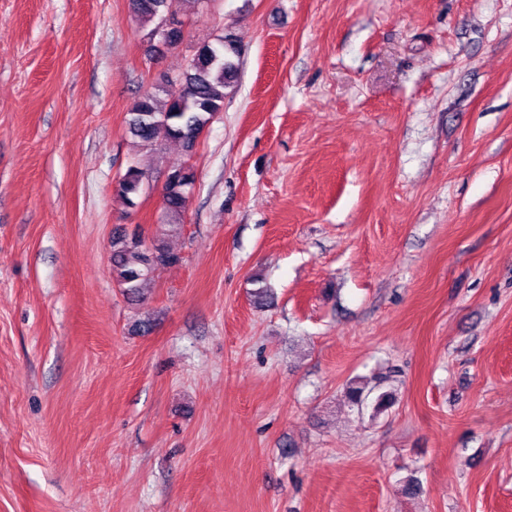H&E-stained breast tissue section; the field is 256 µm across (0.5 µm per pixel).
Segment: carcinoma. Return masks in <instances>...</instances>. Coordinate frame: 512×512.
I'll return each instance as SVG.
<instances>
[{
	"instance_id": "1",
	"label": "carcinoma",
	"mask_w": 512,
	"mask_h": 512,
	"mask_svg": "<svg viewBox=\"0 0 512 512\" xmlns=\"http://www.w3.org/2000/svg\"><path fill=\"white\" fill-rule=\"evenodd\" d=\"M133 13L144 26L150 27L149 38L158 33L165 17L168 0H130ZM235 51L222 40L202 45L180 75V88L160 86L142 94L130 112L127 126L142 149L152 148L159 137L179 142L186 152H192L195 142L214 117L224 107L225 90L231 86L237 72L232 60ZM146 172L137 163L128 165L118 180L115 191L133 206L143 191ZM192 166L181 164L168 170L163 185V207L167 223L159 225L167 234L179 230L186 210L188 195L195 184ZM182 257L157 243L150 247L140 235L121 236L112 241V277L130 299L140 296L142 285L159 267L176 264ZM375 387L361 382L351 383L345 398L351 407L363 414L372 407L377 415L394 402L391 391L380 392L369 400Z\"/></svg>"
}]
</instances>
